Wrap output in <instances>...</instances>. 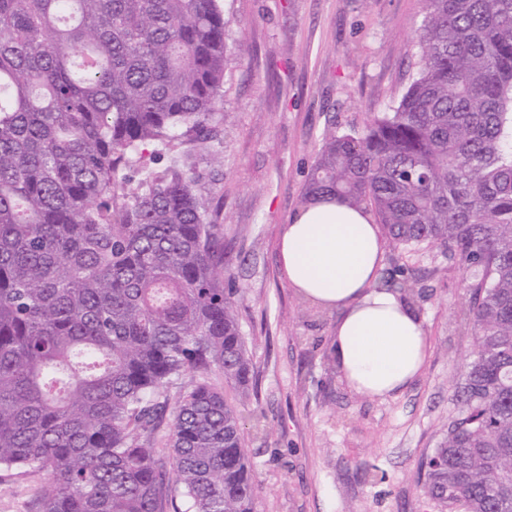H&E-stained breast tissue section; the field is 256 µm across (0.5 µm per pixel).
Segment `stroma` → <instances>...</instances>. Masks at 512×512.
Here are the masks:
<instances>
[{
  "mask_svg": "<svg viewBox=\"0 0 512 512\" xmlns=\"http://www.w3.org/2000/svg\"><path fill=\"white\" fill-rule=\"evenodd\" d=\"M231 40L223 130L196 150L198 188L223 208L240 330L253 365L247 395L220 371L207 381L245 417L260 492L256 512H440L420 494L422 460L458 413L474 350L465 273L436 246L385 243L380 282L400 266L423 293L422 373L397 397L370 398L330 354L337 313L291 286L281 235L298 211L328 120L360 132L414 71L418 0H222ZM49 480L0 471V512H40Z\"/></svg>",
  "mask_w": 512,
  "mask_h": 512,
  "instance_id": "stroma-1",
  "label": "stroma"
}]
</instances>
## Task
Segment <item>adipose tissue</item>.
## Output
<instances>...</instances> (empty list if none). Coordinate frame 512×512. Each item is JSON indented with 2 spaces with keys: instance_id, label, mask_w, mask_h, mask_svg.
I'll return each instance as SVG.
<instances>
[{
  "instance_id": "1",
  "label": "adipose tissue",
  "mask_w": 512,
  "mask_h": 512,
  "mask_svg": "<svg viewBox=\"0 0 512 512\" xmlns=\"http://www.w3.org/2000/svg\"><path fill=\"white\" fill-rule=\"evenodd\" d=\"M280 253L305 299L338 310L333 357L342 377L369 396L403 393L425 365L428 337L417 314L379 284L384 243L371 215L316 201L285 225Z\"/></svg>"
}]
</instances>
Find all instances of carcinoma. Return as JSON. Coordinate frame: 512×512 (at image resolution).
<instances>
[{"label":"carcinoma","mask_w":512,"mask_h":512,"mask_svg":"<svg viewBox=\"0 0 512 512\" xmlns=\"http://www.w3.org/2000/svg\"><path fill=\"white\" fill-rule=\"evenodd\" d=\"M419 2L416 75L361 133L324 132L301 206L370 210L469 274L475 349L421 492L512 512V0ZM227 24L220 0H0V470L49 476L41 512L177 490L255 512L242 413L205 381L252 377L222 205L180 162L224 125ZM192 382V378L190 376H183L179 379H176L170 384L166 392L164 393V396L168 399L169 402V410L167 412L166 420L164 421V424L160 428V430L156 434V447L158 448H165V436L168 433V422H169V412L171 408L174 406V404L177 402L179 397L182 395V393L190 386ZM165 452L168 450L165 448Z\"/></svg>","instance_id":"cac0c4a2"}]
</instances>
